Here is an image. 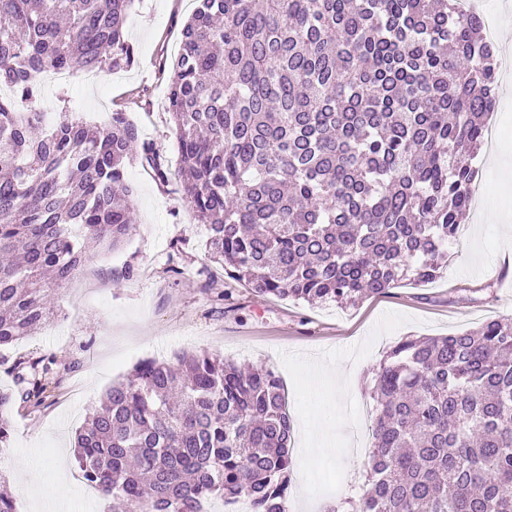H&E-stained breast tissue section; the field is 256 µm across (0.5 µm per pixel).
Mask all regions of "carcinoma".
I'll return each mask as SVG.
<instances>
[{
  "label": "carcinoma",
  "mask_w": 512,
  "mask_h": 512,
  "mask_svg": "<svg viewBox=\"0 0 512 512\" xmlns=\"http://www.w3.org/2000/svg\"><path fill=\"white\" fill-rule=\"evenodd\" d=\"M134 0H0V348L54 317L46 276L81 269L79 240L112 250L134 228L125 113L93 133L48 126L39 75L135 62ZM171 67L182 161L175 192L224 272L280 300L354 306L448 265L495 107L482 19L457 0H196ZM141 161L163 186L150 143ZM38 408L57 372L13 366ZM366 488L348 512H512V318L407 338L375 369ZM14 392L0 391L3 418ZM292 428L269 369L207 351L145 360L106 391L75 442L112 512H209L215 499L286 512Z\"/></svg>",
  "instance_id": "obj_1"
}]
</instances>
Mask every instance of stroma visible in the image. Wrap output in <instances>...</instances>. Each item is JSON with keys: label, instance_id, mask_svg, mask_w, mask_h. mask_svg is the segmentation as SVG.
<instances>
[{"label": "stroma", "instance_id": "obj_1", "mask_svg": "<svg viewBox=\"0 0 512 512\" xmlns=\"http://www.w3.org/2000/svg\"><path fill=\"white\" fill-rule=\"evenodd\" d=\"M194 9L195 0H135L126 25L134 65L99 73L90 86L77 76L67 84H41L38 109H66L101 129L113 112L126 113L139 140L153 142L177 174L169 80L156 58L162 50L176 58L180 30ZM493 53L497 99L488 120L502 136L475 157L481 200L448 247L447 271L428 284L390 288L346 308L259 296L211 261L205 228L179 196L163 189L144 162L130 165L132 233L114 251L87 245L81 271L51 290L60 315L0 349V389L14 388L10 367L23 357L54 358L60 379L41 407L17 400L6 412L11 433L0 449V473L17 512H33L40 501L58 502L61 512H109V501L89 491L72 462L68 489L56 495L62 453L72 452L89 412L135 364L196 349L281 377L293 426L288 497L298 512H329L359 494L365 458L352 453L349 438L370 424L374 369L385 353L409 337L445 336L512 317V223L487 218L494 210L512 213V49L497 46ZM221 292L226 300H218ZM319 361L345 371L315 378L310 366ZM311 419L331 424L333 453L301 454Z\"/></svg>", "mask_w": 512, "mask_h": 512}]
</instances>
